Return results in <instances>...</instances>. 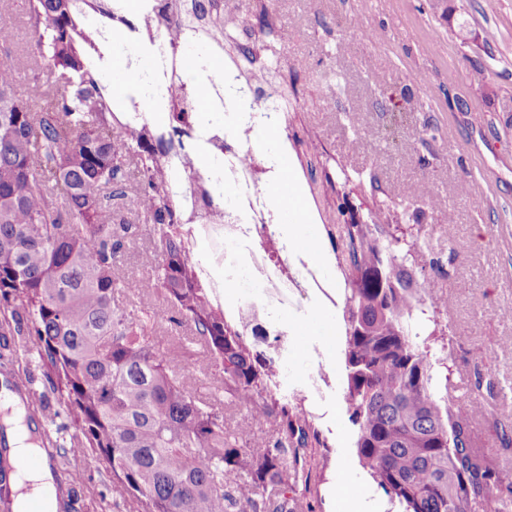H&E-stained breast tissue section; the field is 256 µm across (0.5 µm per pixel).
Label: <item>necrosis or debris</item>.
<instances>
[{"instance_id": "4bbe7bcc", "label": "necrosis or debris", "mask_w": 512, "mask_h": 512, "mask_svg": "<svg viewBox=\"0 0 512 512\" xmlns=\"http://www.w3.org/2000/svg\"><path fill=\"white\" fill-rule=\"evenodd\" d=\"M147 2L144 15L158 21L157 32L150 38H143L138 29L107 26L96 18L84 25L86 33L97 39L125 38L127 62L136 79L145 72L139 53L141 43L158 46L161 54L170 58L177 54L166 36L170 27L164 18L166 0ZM265 67L261 59L243 53L210 83L212 106L226 100L234 105L236 124L228 129L207 128L199 122L197 74L193 68L182 67L173 82H159L160 91L171 96L181 117L161 127L158 157L169 165L180 202L202 215L199 222L179 227L191 248L203 250L202 257L195 261L202 279L217 299L226 289L237 290L239 300L232 310V320L242 333L265 327L262 352L275 365L276 382L281 385L289 379V346L288 333L278 315L300 306L316 276L296 255L288 239L277 235L252 203L262 191L267 168L279 164L277 158L250 146L256 129L272 131L280 122L275 103L283 97V88L271 76L255 83L245 77L246 71ZM203 143L212 157L206 165L193 159Z\"/></svg>"}]
</instances>
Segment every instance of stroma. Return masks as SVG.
Returning a JSON list of instances; mask_svg holds the SVG:
<instances>
[{
	"label": "stroma",
	"instance_id": "stroma-1",
	"mask_svg": "<svg viewBox=\"0 0 512 512\" xmlns=\"http://www.w3.org/2000/svg\"><path fill=\"white\" fill-rule=\"evenodd\" d=\"M254 33L252 47L273 69L286 92L288 110L274 133L257 144L284 153L295 196L315 226L322 277L335 280L333 257L340 243L325 224L366 219L387 208L403 217L398 255L415 251L416 280L430 277L451 295L440 313L452 347L449 379L457 394L473 390L477 374L495 379L488 421L476 444L512 471V0H236ZM13 16L6 58L24 93L33 73L49 78L39 60L38 35L24 0H0ZM279 40L265 39L267 26ZM379 30L376 41L361 38ZM479 41H472V34ZM428 81L412 82L414 71ZM429 184V202L407 205L405 191ZM470 196H462L460 184ZM452 208L453 234L437 225V212ZM116 221L128 225L118 273L138 278L157 264L158 234L137 212L113 199ZM283 319L294 351L293 368L304 378L309 351L320 347L332 391L317 400L307 421L319 431L301 455L308 474L299 512H346L343 488L367 492L376 512H387L384 492L360 466L354 428L343 401L341 309L312 299ZM25 375L42 424L61 450L69 512H134L118 502L110 472L95 453H73L69 425L37 352L25 337L0 336V370Z\"/></svg>",
	"mask_w": 512,
	"mask_h": 512
}]
</instances>
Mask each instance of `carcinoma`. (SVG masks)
I'll return each instance as SVG.
<instances>
[{
	"label": "carcinoma",
	"instance_id": "carcinoma-1",
	"mask_svg": "<svg viewBox=\"0 0 512 512\" xmlns=\"http://www.w3.org/2000/svg\"><path fill=\"white\" fill-rule=\"evenodd\" d=\"M77 0H28L38 50L64 81L43 112L0 67V326L24 319L58 400L80 431L78 449L98 452L112 486L136 512H259V496L279 486L276 512H294L299 449L318 439L273 389L270 362L224 315L176 238L182 218L169 198L168 172L155 156L156 128L117 116L95 65L106 42L86 51L71 21ZM179 48L202 43L224 54V26L238 18L224 0H172ZM152 155L146 189L132 201L158 226L170 319L189 322L205 344L228 404L274 417L285 439L255 449L249 430H224V411L190 390L183 347H157L152 312L134 319L118 302L131 290L117 273L120 243L103 189L116 179L122 150ZM373 224L344 225L343 400L355 428L360 466L397 512H512V474L473 446L487 408L461 409L448 397V366L429 343L446 345L428 316L442 309L418 287L385 242V209Z\"/></svg>",
	"mask_w": 512,
	"mask_h": 512
}]
</instances>
